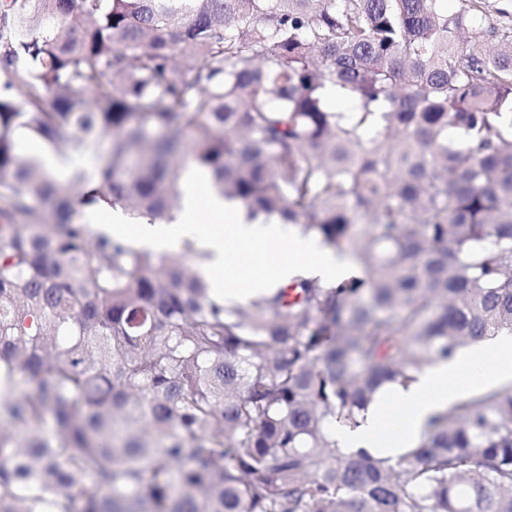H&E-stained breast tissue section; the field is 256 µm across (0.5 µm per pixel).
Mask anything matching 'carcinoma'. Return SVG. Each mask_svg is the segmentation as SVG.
<instances>
[{
	"instance_id": "1",
	"label": "carcinoma",
	"mask_w": 512,
	"mask_h": 512,
	"mask_svg": "<svg viewBox=\"0 0 512 512\" xmlns=\"http://www.w3.org/2000/svg\"><path fill=\"white\" fill-rule=\"evenodd\" d=\"M442 2L3 0L0 512H512L511 391L395 459L330 431L512 335V28ZM185 162L362 277L230 306L81 219L171 217Z\"/></svg>"
}]
</instances>
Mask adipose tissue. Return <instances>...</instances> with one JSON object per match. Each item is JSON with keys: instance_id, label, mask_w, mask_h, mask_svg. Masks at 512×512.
<instances>
[{"instance_id": "obj_1", "label": "adipose tissue", "mask_w": 512, "mask_h": 512, "mask_svg": "<svg viewBox=\"0 0 512 512\" xmlns=\"http://www.w3.org/2000/svg\"><path fill=\"white\" fill-rule=\"evenodd\" d=\"M512 382V336L481 341L421 373L401 388H383L356 428L335 427L336 445L344 452L361 449L395 455L417 444L429 421L466 398L474 389Z\"/></svg>"}]
</instances>
